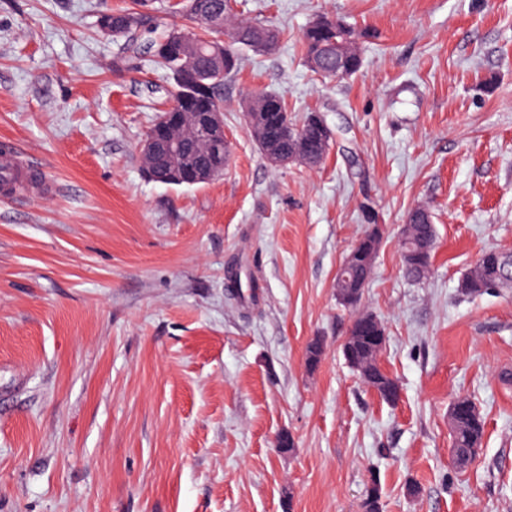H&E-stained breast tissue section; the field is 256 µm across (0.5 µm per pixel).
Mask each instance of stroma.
Listing matches in <instances>:
<instances>
[{"label":"stroma","instance_id":"35a3bbf8","mask_svg":"<svg viewBox=\"0 0 512 512\" xmlns=\"http://www.w3.org/2000/svg\"><path fill=\"white\" fill-rule=\"evenodd\" d=\"M143 25L104 35L101 14ZM281 31L224 80L220 179H149L140 148L172 90L153 44L172 0H0V148L52 193L0 201V512H512V288L467 298L487 249L512 252V0H237ZM328 14L366 32L361 69L311 71ZM267 91L323 117L322 164L272 165L243 116ZM427 206L426 279L405 275ZM378 224L360 305L401 389L347 365L336 272ZM324 354L308 369L305 347ZM485 420L457 469L448 408ZM293 447L278 449L281 434ZM406 224L409 227L404 235L407 244L405 249L409 255L404 256L402 253L405 259V272L409 278L419 281L425 279L427 275H422L418 266H412L413 260L415 256L422 255L431 262L437 230L433 224L432 215L424 207L412 209L407 216Z\"/></svg>","mask_w":512,"mask_h":512}]
</instances>
